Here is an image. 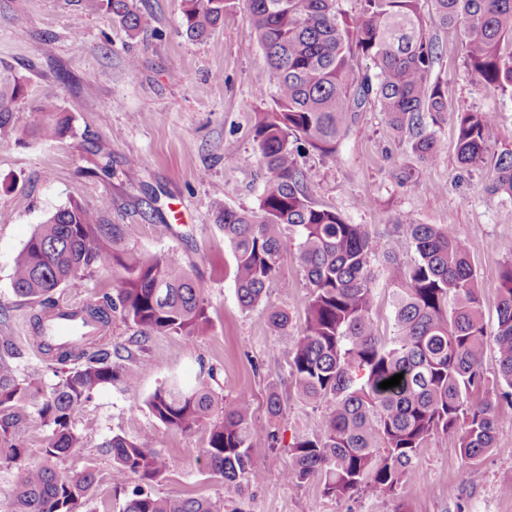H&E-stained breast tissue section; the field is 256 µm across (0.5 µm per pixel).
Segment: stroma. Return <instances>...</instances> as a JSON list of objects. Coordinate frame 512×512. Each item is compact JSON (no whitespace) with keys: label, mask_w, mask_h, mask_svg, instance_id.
I'll return each mask as SVG.
<instances>
[{"label":"stroma","mask_w":512,"mask_h":512,"mask_svg":"<svg viewBox=\"0 0 512 512\" xmlns=\"http://www.w3.org/2000/svg\"><path fill=\"white\" fill-rule=\"evenodd\" d=\"M143 18L136 36L83 0H0V74L19 79L24 96L14 108L12 129L0 134V336L27 372L41 367L33 317L41 306L13 288V264L35 229L56 209L77 200L99 209L103 223L120 224L137 249L176 256L201 282L211 327L193 339L156 334L142 355L152 367L135 390L121 383L100 386L75 419L80 447L58 462L60 471H95L97 484L80 512H122L136 486L115 485L112 460L99 447L113 435L149 433L169 468L154 489L165 495L204 497L221 512H512V407L500 405L503 426L494 448L475 465L462 458L457 435H438L423 449L408 479L394 493L372 489L350 498L325 495L318 481L287 484L282 473L294 435H313L326 403L302 401L291 381L288 352L303 322L310 290L287 240L281 276L288 292L267 288L253 307L241 305L234 284V258L211 209L222 197L232 209L257 208L266 181L254 142L257 113L272 106L274 81L265 54L252 35L246 0L207 37L189 39L182 0H133ZM426 30L438 46L433 77L457 110L489 113V151L484 164L465 169L456 157L451 117L434 124L436 161L421 165L406 140L396 137L377 107L366 106L344 136L337 158L305 150L298 159L314 201L336 210L347 223L365 225L372 238L391 239L398 224L450 226L471 250L479 276L488 330L497 325L498 288L512 256L499 247L512 239V198L491 191L497 154L512 149V93L488 90L463 64L462 38L442 28L423 6ZM137 58L130 68L129 58ZM49 97L68 120L59 139L26 138L34 118L29 105ZM232 150L235 164L224 162ZM112 156V174L99 169L100 151ZM139 169H131L132 160ZM415 174L411 183L402 172ZM373 319L392 336L393 283L382 256L371 259ZM115 272L81 274L54 298L64 307L83 306L111 291ZM288 311L292 322L280 334L267 326L268 307ZM208 387L220 401L246 397L258 424L274 421L277 443L253 441V460L265 479L245 495L199 464L207 424L183 432L161 424L146 402L169 381ZM278 395L281 416L270 418L267 399ZM52 438L50 427L31 420L22 429L25 456L0 463V512H8L22 470L38 463Z\"/></svg>","instance_id":"obj_1"}]
</instances>
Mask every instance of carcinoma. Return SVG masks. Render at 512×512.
Masks as SVG:
<instances>
[{"label":"carcinoma","instance_id":"cac0c4a2","mask_svg":"<svg viewBox=\"0 0 512 512\" xmlns=\"http://www.w3.org/2000/svg\"><path fill=\"white\" fill-rule=\"evenodd\" d=\"M112 15L133 37L142 16L131 0H89ZM184 25L201 38L224 20L235 0H184ZM364 18L355 26L339 18L336 0H247L250 28L263 48L275 81L273 105L258 113L254 141L268 177L255 210H234L217 198L212 207L234 256V282L245 307L260 302L277 280L282 292L292 287L278 279L283 246L290 235L310 288V299L295 347L288 353L289 374L299 397L330 402L319 433L302 435L290 446V464L282 478L299 486L309 480L337 498L372 487L393 493L416 465L421 450L442 434L459 435L461 455L476 464L493 448L501 402L512 406V265L501 275L498 320L487 332L470 249L448 227L399 224L396 238L373 241L362 224H349L336 211L318 206L298 167L300 146L336 157L342 138L368 104L388 116L392 128L409 135L419 162L436 160L438 143L430 123L454 116L458 163L469 168L485 160V112L455 111L432 78L437 46L426 36L421 0H363ZM445 27L464 35V64L486 88L512 92V0H429ZM370 59L374 76L358 75L354 55ZM24 94L18 82L0 83V132L12 121V105ZM37 114L26 134L40 140L62 135L64 124L51 99L33 102ZM491 191L512 198V150L496 155ZM414 246L418 260L407 269L397 264L398 242ZM380 253L394 282L392 306L396 330L381 336L374 323L370 257ZM118 273L112 291L79 310L96 333L71 345L48 342L45 321L60 311L56 290L82 272ZM17 295L37 302L39 348L55 383L47 386L33 371L19 373L0 340V463L25 454L19 444L27 403L52 428L42 460L23 472L11 512H78L96 484V474L69 476L57 461L76 448L81 437L73 422L100 386L120 380L137 388L146 359H134L155 334L193 338L210 328L202 285L176 257L135 250L125 243L120 224H103L98 210L77 201L58 208L34 231L14 260ZM120 319L134 329L133 339L112 347L101 333ZM290 316L268 311L267 324L280 333ZM498 354L492 383L480 362L488 340ZM403 374L400 385L379 384ZM208 389L185 391L162 386L147 407L162 424L192 431L215 406ZM274 431L253 421L252 404L240 397L224 406L211 423L201 459L208 471L239 494L263 481L254 464L255 437ZM112 457L117 485L135 477L123 512H215L207 499L160 496L148 486L160 480L167 462L154 450L153 436L114 435L102 444Z\"/></svg>","mask_w":512,"mask_h":512}]
</instances>
